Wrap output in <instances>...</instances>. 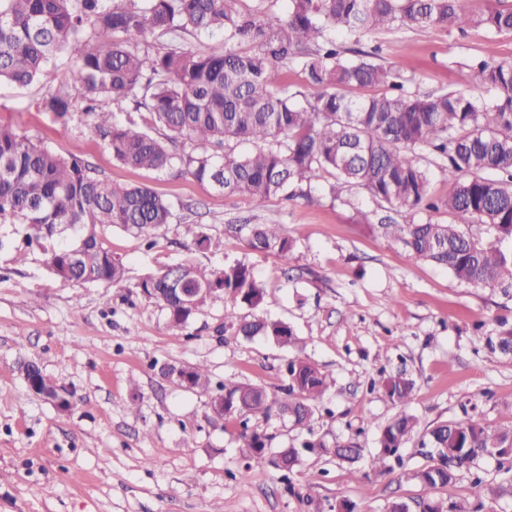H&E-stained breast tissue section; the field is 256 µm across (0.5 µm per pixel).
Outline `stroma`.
I'll use <instances>...</instances> for the list:
<instances>
[{
	"label": "stroma",
	"mask_w": 512,
	"mask_h": 512,
	"mask_svg": "<svg viewBox=\"0 0 512 512\" xmlns=\"http://www.w3.org/2000/svg\"><path fill=\"white\" fill-rule=\"evenodd\" d=\"M346 46L378 48V61L401 64L407 91L419 94L454 89L457 63L512 61V35L478 29H394ZM50 73L48 84L0 85V122L63 156L81 157L112 182L146 185L196 209L175 210L171 224L147 240L105 228L113 256L125 265L116 287L55 280L37 247L0 224V512H336L342 501L353 512H385L394 499L476 497L466 474L433 491L379 475L371 456L377 427L398 409L370 384L381 370L403 364L417 382L407 409L421 425L460 418L471 406L490 425L512 424V359L483 343L496 316L512 317V300L460 283L370 234L357 221L358 210L374 208L366 192L345 204L323 181L308 199L257 200L190 177L123 167L84 125L67 57ZM50 86L69 93L75 113L60 118L40 109ZM245 218L283 225L296 240L289 262L225 234L226 225ZM188 222L202 225L213 247L187 252ZM189 257L215 270L247 265L264 286L263 306L251 309L224 292L185 328L171 327L138 285ZM230 308L240 318L287 324L295 348L234 335L224 323ZM293 355L332 374L335 385L309 428L276 417L253 418L251 427L270 436L275 450L309 439L356 440L365 449L357 467L306 450L288 484L273 465L247 467L238 426L216 424L207 394L159 371L165 363L203 364L213 380L232 375L274 391L285 384ZM25 359L73 394L74 406L62 411L32 394L19 371Z\"/></svg>",
	"instance_id": "1"
}]
</instances>
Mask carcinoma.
Segmentation results:
<instances>
[{"instance_id": "carcinoma-1", "label": "carcinoma", "mask_w": 512, "mask_h": 512, "mask_svg": "<svg viewBox=\"0 0 512 512\" xmlns=\"http://www.w3.org/2000/svg\"><path fill=\"white\" fill-rule=\"evenodd\" d=\"M0 0V84L24 87L51 82L49 65L60 53L83 91L82 110L112 159L134 170L190 176L228 195L292 199L329 175L335 198L366 190L380 210L407 212L418 220L400 223L389 215L373 222V234L400 242L417 259L440 267L458 281L512 298V61L459 64V88L413 95L404 89L402 66L376 62V53L346 55L336 34L350 38L395 27L439 28L490 36L512 34V4L486 0L473 12L463 0H288L285 16L270 0ZM220 38L224 48L198 52L178 43L184 35ZM298 67L309 84L323 88L313 103L284 84L283 70ZM131 99L150 126L121 120L109 103ZM40 107L65 117L74 105L67 92L47 87ZM248 143L250 153L235 146ZM450 184L441 200L430 198L431 168ZM444 212L450 221L435 215ZM173 204L151 188L120 185L101 177L84 160L65 157L8 125L0 124V224L20 227L50 273L63 283L124 282L122 261L112 258L102 231L118 226L140 235L171 223ZM483 224L486 244L468 232ZM245 245L290 260L295 241L281 224H230ZM188 250L212 239L198 224L185 225ZM178 272L199 288L191 306L167 308L172 327H185L215 293L212 283L250 308L265 290L245 265L218 271L187 259L137 285L146 297ZM224 320L239 336H264L281 346L296 343L288 325L263 317ZM486 346L512 354V321L503 318L485 337ZM174 381L187 374L193 390L209 396L220 420L241 426L240 453L250 466L271 462L285 473L298 463L296 448L271 452L269 438L248 428L252 416L275 413L294 426H308L334 384L315 364L294 357L280 392L230 376L213 384L197 364L160 367ZM380 389L401 411L378 427L373 460L380 473L405 467L401 449L416 441L425 463L407 476L427 489L444 488L462 472L490 499L512 485V425L492 427L477 412L419 429V418L402 409L416 392L406 370L383 377ZM354 464L364 448L352 440L306 441ZM496 462L487 479L482 463ZM483 503L444 502L426 497L416 510L393 500L386 512H481Z\"/></svg>"}]
</instances>
